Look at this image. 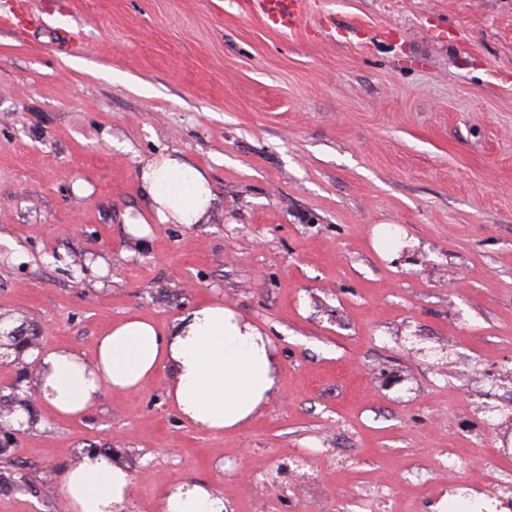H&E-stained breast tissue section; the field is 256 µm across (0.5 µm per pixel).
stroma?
I'll return each mask as SVG.
<instances>
[{
  "label": "stroma",
  "instance_id": "obj_1",
  "mask_svg": "<svg viewBox=\"0 0 512 512\" xmlns=\"http://www.w3.org/2000/svg\"><path fill=\"white\" fill-rule=\"evenodd\" d=\"M0 0V313L92 355L115 321L221 299L280 384L240 429L183 421L168 372L83 418L38 408L0 512H66L82 448L226 512H475L512 471V0ZM209 176L204 224L123 230L142 163ZM422 337L431 359L402 348Z\"/></svg>",
  "mask_w": 512,
  "mask_h": 512
}]
</instances>
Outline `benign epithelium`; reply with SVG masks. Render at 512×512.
I'll return each mask as SVG.
<instances>
[{
	"label": "benign epithelium",
	"mask_w": 512,
	"mask_h": 512,
	"mask_svg": "<svg viewBox=\"0 0 512 512\" xmlns=\"http://www.w3.org/2000/svg\"><path fill=\"white\" fill-rule=\"evenodd\" d=\"M27 319L10 328H0V365L14 368V375L0 382V391L9 390L10 394L0 398V447L13 448L20 430L12 423L14 413L22 409L29 412L36 402L42 401L41 395L29 381L28 371L32 365L24 360L31 349H42L41 336L28 332Z\"/></svg>",
	"instance_id": "7a95c632"
}]
</instances>
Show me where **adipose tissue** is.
Segmentation results:
<instances>
[{"mask_svg":"<svg viewBox=\"0 0 512 512\" xmlns=\"http://www.w3.org/2000/svg\"><path fill=\"white\" fill-rule=\"evenodd\" d=\"M145 209L124 215L134 242L151 224L208 221L215 192L207 175L180 153L148 160L138 170ZM32 383L54 414L78 417L103 389L135 391L167 370V391L180 416L208 431L235 430L251 421L278 386L271 342L223 301L189 310L169 327L130 315L96 340L93 358L70 348L28 351ZM134 480L119 459L85 457L63 474L59 494L68 512H126ZM163 512H225L210 486L180 481L162 494Z\"/></svg>","mask_w":512,"mask_h":512,"instance_id":"1","label":"adipose tissue"}]
</instances>
